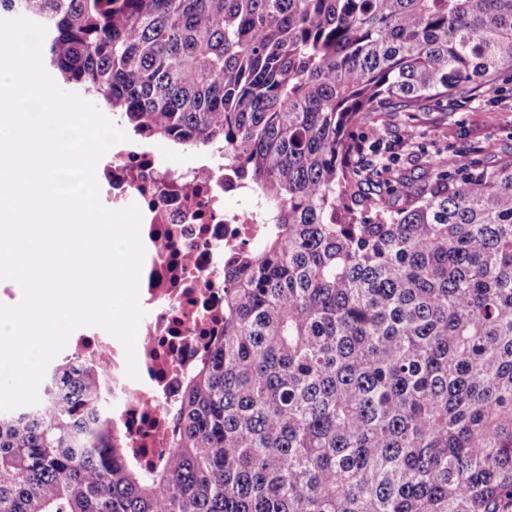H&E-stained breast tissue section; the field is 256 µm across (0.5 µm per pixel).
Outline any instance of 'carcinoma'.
I'll return each instance as SVG.
<instances>
[{
	"label": "carcinoma",
	"mask_w": 512,
	"mask_h": 512,
	"mask_svg": "<svg viewBox=\"0 0 512 512\" xmlns=\"http://www.w3.org/2000/svg\"><path fill=\"white\" fill-rule=\"evenodd\" d=\"M143 139L224 148L267 225L148 470L62 358L0 412V512H512V158L393 209L350 131L490 88L512 0H0Z\"/></svg>",
	"instance_id": "obj_1"
}]
</instances>
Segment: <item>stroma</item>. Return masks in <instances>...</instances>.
<instances>
[{"instance_id": "obj_1", "label": "stroma", "mask_w": 512, "mask_h": 512, "mask_svg": "<svg viewBox=\"0 0 512 512\" xmlns=\"http://www.w3.org/2000/svg\"><path fill=\"white\" fill-rule=\"evenodd\" d=\"M479 111L472 123L471 111ZM374 159L397 169L408 182L420 185L432 162L455 156L469 168L512 156V82L499 92L448 100L428 99L414 112H379L355 129Z\"/></svg>"}]
</instances>
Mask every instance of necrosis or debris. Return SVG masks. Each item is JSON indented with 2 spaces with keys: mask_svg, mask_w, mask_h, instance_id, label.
Wrapping results in <instances>:
<instances>
[{
  "mask_svg": "<svg viewBox=\"0 0 512 512\" xmlns=\"http://www.w3.org/2000/svg\"><path fill=\"white\" fill-rule=\"evenodd\" d=\"M96 179L105 207L134 204L142 214L149 271L140 281V378H127L122 345L101 328L74 332L68 348L101 364L104 405L127 439L130 460L146 469L166 458L184 385L224 334L225 246H255L261 226L253 207H227L238 190L220 150L172 166L160 154L118 143L101 158Z\"/></svg>",
  "mask_w": 512,
  "mask_h": 512,
  "instance_id": "4bbe7bcc",
  "label": "necrosis or debris"
}]
</instances>
